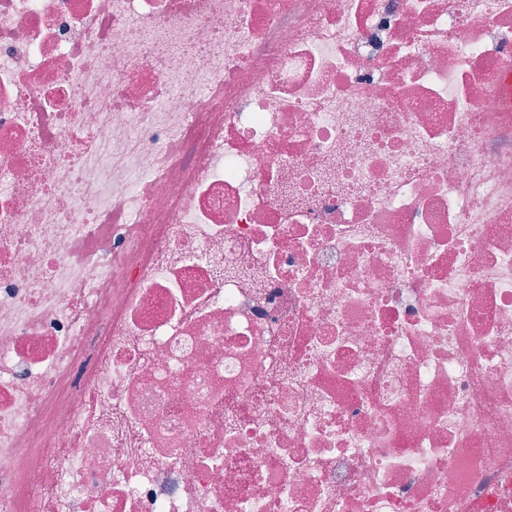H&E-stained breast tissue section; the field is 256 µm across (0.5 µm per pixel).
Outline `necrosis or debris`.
Listing matches in <instances>:
<instances>
[{"label": "necrosis or debris", "instance_id": "necrosis-or-debris-1", "mask_svg": "<svg viewBox=\"0 0 512 512\" xmlns=\"http://www.w3.org/2000/svg\"><path fill=\"white\" fill-rule=\"evenodd\" d=\"M512 0H0V512H512Z\"/></svg>", "mask_w": 512, "mask_h": 512}]
</instances>
